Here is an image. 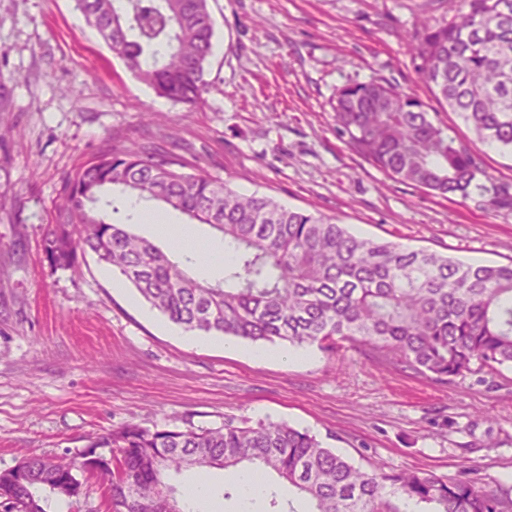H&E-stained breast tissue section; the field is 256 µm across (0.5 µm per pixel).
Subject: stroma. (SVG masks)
<instances>
[{
  "mask_svg": "<svg viewBox=\"0 0 512 512\" xmlns=\"http://www.w3.org/2000/svg\"><path fill=\"white\" fill-rule=\"evenodd\" d=\"M211 86L190 107L127 70L75 0H0V470L78 459L123 424L210 428L287 422L355 466L463 476L512 493V367L441 384L385 353L312 345L302 363L256 360L248 340L185 331L85 256L51 269L42 238L62 181L98 152L138 142L238 191L336 217L352 233L465 262L512 261V212L425 194L356 155L331 103L387 79L512 183V153L475 142L419 80L407 46L436 0H208Z\"/></svg>",
  "mask_w": 512,
  "mask_h": 512,
  "instance_id": "35a3bbf8",
  "label": "stroma"
}]
</instances>
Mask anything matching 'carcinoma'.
Wrapping results in <instances>:
<instances>
[{
    "instance_id": "carcinoma-1",
    "label": "carcinoma",
    "mask_w": 512,
    "mask_h": 512,
    "mask_svg": "<svg viewBox=\"0 0 512 512\" xmlns=\"http://www.w3.org/2000/svg\"><path fill=\"white\" fill-rule=\"evenodd\" d=\"M77 0L86 23L141 82L193 105L208 90L214 25L208 0ZM416 72L436 101L457 112L488 145L512 149V0H456L451 20L418 18L411 33ZM338 131L351 150L427 194H477L512 210V185L486 170L472 146L452 137L417 96L382 79L336 92ZM165 152L130 142L99 152L63 180L42 238L50 268L76 269L93 254L154 309L189 332L252 342L336 349L369 346L397 364L447 383L477 368L512 365V261L465 263L355 235L331 217L241 193L209 174L180 171ZM160 202L207 224L232 259L224 276L189 272L204 252L166 253L112 222L118 202ZM86 474L109 484L111 512H193L173 507L167 475L249 462L276 473L309 512H512V496L480 479L431 471L364 470L307 430L286 422L224 420L217 428L154 429L125 424L81 451ZM87 491L64 460L31 456L0 471L9 512H45L49 496Z\"/></svg>"
}]
</instances>
